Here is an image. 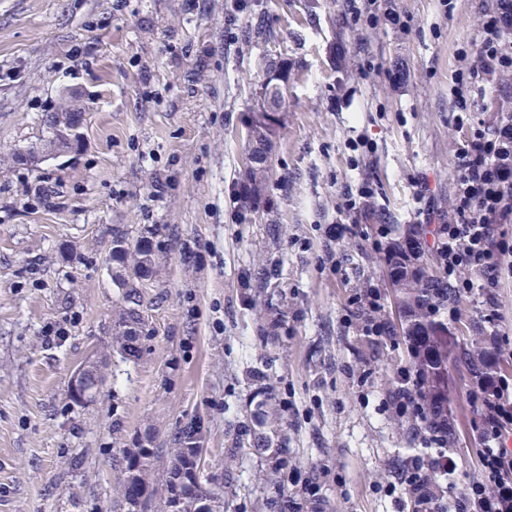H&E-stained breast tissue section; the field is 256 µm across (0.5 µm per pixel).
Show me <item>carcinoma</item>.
Instances as JSON below:
<instances>
[{
	"label": "carcinoma",
	"instance_id": "obj_1",
	"mask_svg": "<svg viewBox=\"0 0 512 512\" xmlns=\"http://www.w3.org/2000/svg\"><path fill=\"white\" fill-rule=\"evenodd\" d=\"M85 110L81 101L64 100L61 111L45 120L48 137L58 136L64 124L74 116L83 117ZM248 122L255 143L267 147L274 135L271 119L250 118ZM112 261L119 265L114 278L124 287V305L118 307L112 319V352L123 360H137L144 351L146 338L142 287L154 273L153 250L146 240L131 248L125 237L117 235L112 240ZM253 265L257 268L261 288L279 287L282 276L279 260L262 254ZM417 265L422 276L391 280L395 302L401 312L395 339L403 346L411 367L419 372L429 396L446 404L450 396L448 363L459 362L473 372L484 360L500 355V351L489 343L481 329L474 326L467 327L460 345L448 336V317L436 311V306L446 307L458 296L440 274L436 255L432 254L428 259L417 255ZM245 302L257 312L260 320L273 324L283 322V312L273 304L260 307L250 295L245 297ZM256 395L262 399L251 411L249 419L230 433V448L233 457L259 455L274 461V472L260 471L259 479L266 487L274 483L273 473L288 468V457L282 452L286 421L274 402L271 389L261 388ZM202 442L203 429L191 422L174 433L170 448L121 449L125 472H130L134 464L138 473V477L123 481V512H152L154 509L170 512L172 499L168 493L177 486L181 487L184 497L180 512H193V501L201 495L218 502L219 512H228L233 478L229 474L208 476L196 472L194 449Z\"/></svg>",
	"mask_w": 512,
	"mask_h": 512
}]
</instances>
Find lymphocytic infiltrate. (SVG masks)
<instances>
[{"label":"lymphocytic infiltrate","mask_w":512,"mask_h":512,"mask_svg":"<svg viewBox=\"0 0 512 512\" xmlns=\"http://www.w3.org/2000/svg\"><path fill=\"white\" fill-rule=\"evenodd\" d=\"M479 25L466 48L448 91L455 121L465 139L455 153L457 170L452 204L440 211L428 188L413 179L411 222L433 227L432 247L449 286L473 296L477 317L492 343L503 344L499 289L502 259L512 253V0H478ZM345 24L365 31L406 29L395 0H342ZM358 177L345 194L336 218L327 227L336 240L364 231L385 265L398 275L414 273L413 245L404 224L385 222L383 197L374 174L377 147L365 134L348 143ZM383 291L367 283L351 295L347 314L361 335L391 339L393 328L381 314ZM471 394L484 413L477 425L482 442L480 462L485 478L463 494L452 492L456 462L448 437V416L428 396L413 369L402 368L386 407L413 430L414 452L399 473L406 495L415 496L419 512H512V380L493 366L478 370Z\"/></svg>","instance_id":"lymphocytic-infiltrate-1"}]
</instances>
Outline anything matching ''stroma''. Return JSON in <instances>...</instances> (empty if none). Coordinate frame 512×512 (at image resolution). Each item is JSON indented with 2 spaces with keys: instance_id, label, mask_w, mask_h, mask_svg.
<instances>
[{
  "instance_id": "1",
  "label": "stroma",
  "mask_w": 512,
  "mask_h": 512,
  "mask_svg": "<svg viewBox=\"0 0 512 512\" xmlns=\"http://www.w3.org/2000/svg\"><path fill=\"white\" fill-rule=\"evenodd\" d=\"M235 2L0 0V512H121L120 449L169 447L192 420L207 471L234 477L235 512H256L275 494L255 480L265 461L229 457L227 431L266 378L286 406L284 492L302 512H399L411 435L377 405L392 389L384 368L408 359L345 323L360 276L385 288L388 271L370 240L354 250L325 226L357 176L347 143L362 127L391 215L409 209L413 175L448 207L464 139L448 88L477 5L457 0L447 14L438 0H401L410 31L368 35L342 28L336 0L315 12L309 0H247L239 13ZM366 56L382 73H361ZM402 64L396 89L383 72ZM269 85L286 90L266 162L275 206L242 219L233 186L250 163L246 116ZM66 88L87 105L81 145L18 162ZM339 89L353 98L343 112L328 105ZM119 230L132 243L150 235L155 255L136 362L112 352ZM267 252L282 283L256 298L286 320L269 350L241 278ZM355 262L360 273L337 274ZM85 362L104 384L79 406L69 380ZM471 389L455 378L448 411L461 490L484 478ZM308 478L317 499L304 497Z\"/></svg>"
}]
</instances>
